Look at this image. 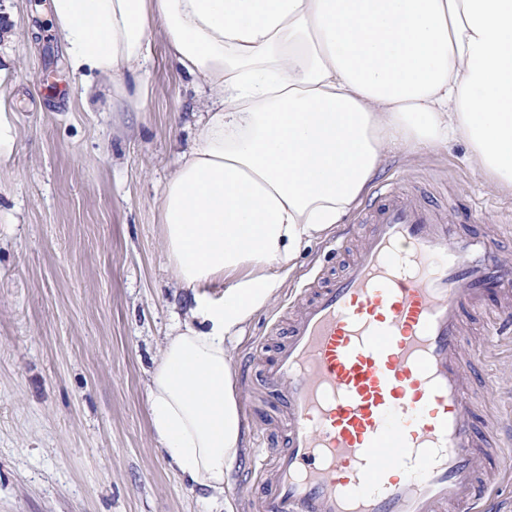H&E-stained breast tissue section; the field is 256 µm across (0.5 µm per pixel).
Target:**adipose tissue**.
I'll return each mask as SVG.
<instances>
[{
    "label": "adipose tissue",
    "instance_id": "1",
    "mask_svg": "<svg viewBox=\"0 0 512 512\" xmlns=\"http://www.w3.org/2000/svg\"><path fill=\"white\" fill-rule=\"evenodd\" d=\"M50 12L73 71L110 79V95L146 96L137 77L158 26L171 62L210 92L160 203L170 272L195 306L165 336L148 409L182 478L236 512L224 489L249 427L232 350L302 246L359 205L395 150L464 140L512 195V0H51ZM16 67L0 61V164L18 146Z\"/></svg>",
    "mask_w": 512,
    "mask_h": 512
}]
</instances>
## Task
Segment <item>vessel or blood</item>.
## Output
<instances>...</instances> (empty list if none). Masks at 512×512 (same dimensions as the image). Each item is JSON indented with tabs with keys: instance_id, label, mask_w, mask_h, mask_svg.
Listing matches in <instances>:
<instances>
[{
	"instance_id": "b4317fda",
	"label": "vessel or blood",
	"mask_w": 512,
	"mask_h": 512,
	"mask_svg": "<svg viewBox=\"0 0 512 512\" xmlns=\"http://www.w3.org/2000/svg\"><path fill=\"white\" fill-rule=\"evenodd\" d=\"M492 292H512V266L491 238L388 188L352 266L304 290L258 373L287 437L254 512H490L460 351Z\"/></svg>"
}]
</instances>
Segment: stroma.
Returning a JSON list of instances; mask_svg holds the SVG:
<instances>
[{
	"instance_id": "obj_1",
	"label": "stroma",
	"mask_w": 512,
	"mask_h": 512,
	"mask_svg": "<svg viewBox=\"0 0 512 512\" xmlns=\"http://www.w3.org/2000/svg\"><path fill=\"white\" fill-rule=\"evenodd\" d=\"M48 3L0 0V56L20 61L8 89L19 146L0 166V512H224L225 499L180 481L147 406L152 361L193 304L170 273L159 202L208 93L170 62L160 29L145 104L85 89ZM390 184L489 234L512 262V196L483 181L464 141L389 154L359 208L301 249L235 367L272 355L304 284L344 273ZM497 316L470 311L462 336L468 412L493 446L512 411V351L485 341ZM236 383L251 445L285 447L273 403L253 379Z\"/></svg>"
}]
</instances>
